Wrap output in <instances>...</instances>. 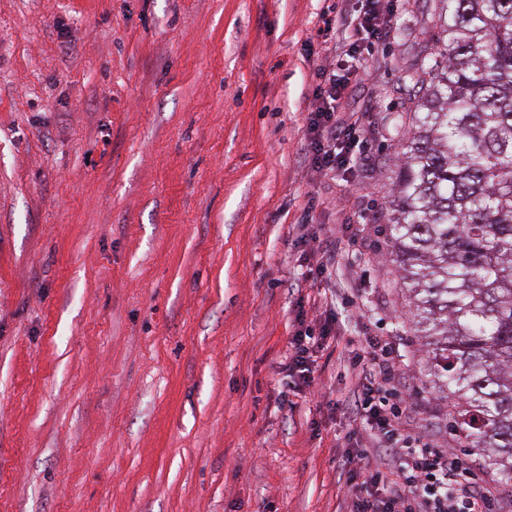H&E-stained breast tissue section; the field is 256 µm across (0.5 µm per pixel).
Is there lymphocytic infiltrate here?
I'll return each mask as SVG.
<instances>
[{"label": "lymphocytic infiltrate", "mask_w": 512, "mask_h": 512, "mask_svg": "<svg viewBox=\"0 0 512 512\" xmlns=\"http://www.w3.org/2000/svg\"><path fill=\"white\" fill-rule=\"evenodd\" d=\"M359 2L354 12L320 17L318 34L326 64L315 74L306 154L311 169L319 173L350 163L360 126L355 120L339 123L336 113L352 78L366 71L361 42L387 37L396 12L395 5H382L381 0ZM335 325L331 317L320 333L305 325L290 337L291 356L284 373L298 390L310 387L313 350L332 335ZM388 353L387 344L373 342L349 360L355 378L352 414L360 424L346 439L352 442L365 434L379 450L378 455L362 451L346 461L349 512H492V486L470 477L459 455L412 438L405 430L406 403L393 399L396 368Z\"/></svg>", "instance_id": "lymphocytic-infiltrate-1"}]
</instances>
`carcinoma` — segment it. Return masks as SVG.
Returning <instances> with one entry per match:
<instances>
[{"label": "carcinoma", "instance_id": "cac0c4a2", "mask_svg": "<svg viewBox=\"0 0 512 512\" xmlns=\"http://www.w3.org/2000/svg\"><path fill=\"white\" fill-rule=\"evenodd\" d=\"M389 236L465 447L512 481V0H439Z\"/></svg>", "mask_w": 512, "mask_h": 512}]
</instances>
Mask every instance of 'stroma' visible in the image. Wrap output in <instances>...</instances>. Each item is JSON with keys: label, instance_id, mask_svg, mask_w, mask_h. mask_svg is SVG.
Returning <instances> with one entry per match:
<instances>
[{"label": "stroma", "instance_id": "obj_1", "mask_svg": "<svg viewBox=\"0 0 512 512\" xmlns=\"http://www.w3.org/2000/svg\"><path fill=\"white\" fill-rule=\"evenodd\" d=\"M357 0H0V512H346L348 361L402 360L412 436L452 427L389 241L405 72L438 0H401L347 169L313 171L317 21ZM335 231L349 265L314 279ZM306 393L281 368L320 329ZM307 312L304 311L299 314V324L301 329H297L289 338V344L291 345V356L287 365L283 369L285 373L284 378L285 384L290 388L291 383L294 384V388H298L299 391H305L311 386L313 379V370L311 359L314 347L319 348L322 345L321 340L327 338V336H334L333 331L336 325V314L330 315V318L325 321L316 339L309 325H305ZM288 379L291 381H288Z\"/></svg>", "mask_w": 512, "mask_h": 512}]
</instances>
